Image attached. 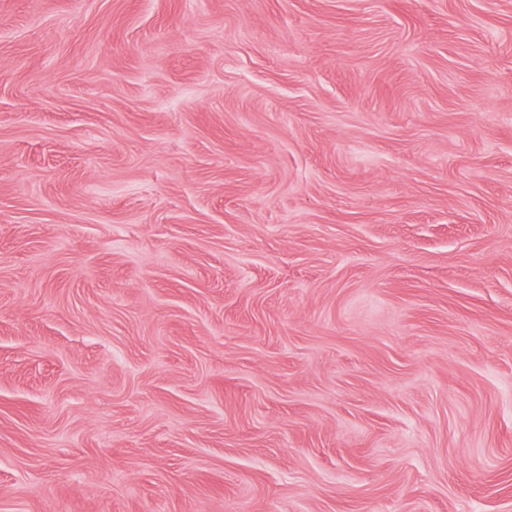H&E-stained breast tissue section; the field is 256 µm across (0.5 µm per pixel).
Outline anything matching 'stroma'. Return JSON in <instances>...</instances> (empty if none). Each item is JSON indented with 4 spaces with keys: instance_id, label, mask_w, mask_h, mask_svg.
<instances>
[{
    "instance_id": "35a3bbf8",
    "label": "stroma",
    "mask_w": 512,
    "mask_h": 512,
    "mask_svg": "<svg viewBox=\"0 0 512 512\" xmlns=\"http://www.w3.org/2000/svg\"><path fill=\"white\" fill-rule=\"evenodd\" d=\"M0 512H512V0H0Z\"/></svg>"
}]
</instances>
